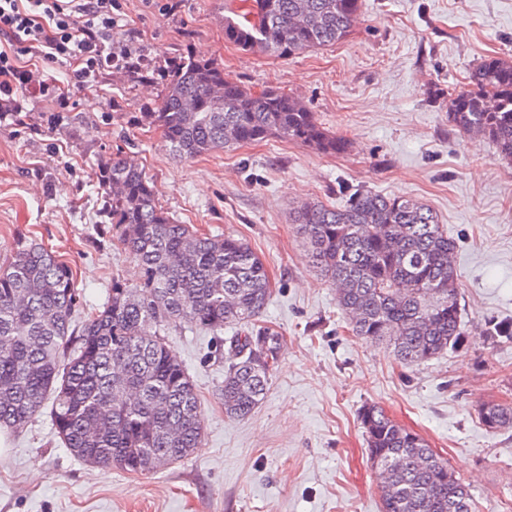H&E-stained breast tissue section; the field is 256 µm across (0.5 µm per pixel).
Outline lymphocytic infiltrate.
<instances>
[{
	"instance_id": "f902f5d3",
	"label": "lymphocytic infiltrate",
	"mask_w": 512,
	"mask_h": 512,
	"mask_svg": "<svg viewBox=\"0 0 512 512\" xmlns=\"http://www.w3.org/2000/svg\"><path fill=\"white\" fill-rule=\"evenodd\" d=\"M122 10L121 0H0V119L10 115L18 86L32 79L23 56L69 65L78 83L133 66L131 48L109 44Z\"/></svg>"
}]
</instances>
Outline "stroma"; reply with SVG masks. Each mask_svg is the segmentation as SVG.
<instances>
[{"label":"stroma","instance_id":"1","mask_svg":"<svg viewBox=\"0 0 512 512\" xmlns=\"http://www.w3.org/2000/svg\"><path fill=\"white\" fill-rule=\"evenodd\" d=\"M171 12L122 0L115 48L135 47L134 69L83 85L66 68L26 58L57 82L66 112L29 89L0 122V263L37 243L73 270L84 311L137 268L102 223L98 162L122 153L151 177L179 223L230 233L265 262L272 293L252 326L165 331L193 380L205 418L199 448L148 474L102 470L74 458L48 410L7 433L0 512H381L358 413L383 407L447 459L477 512H512V428L491 431L481 405L512 403V342L485 340L488 322L512 319V163L490 139L448 121V99L485 57L512 58V0H361L350 35L286 58L224 40L241 0H172ZM213 60L252 91L273 86L301 99L348 152L323 154L280 138L191 160L175 158L155 111L171 67ZM417 198L457 243L465 346L420 365L399 363L384 341L354 336L336 289L290 222L302 203L339 206L343 187ZM283 338L268 390L248 417L221 400L231 341L248 328Z\"/></svg>","mask_w":512,"mask_h":512}]
</instances>
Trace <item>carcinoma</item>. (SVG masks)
I'll list each match as a JSON object with an SVG mask.
<instances>
[{
  "mask_svg": "<svg viewBox=\"0 0 512 512\" xmlns=\"http://www.w3.org/2000/svg\"><path fill=\"white\" fill-rule=\"evenodd\" d=\"M360 0H250L224 38L242 51L289 57L344 40ZM179 159L277 137L327 154L348 141L330 134L291 95L241 85L213 61L189 57L168 72L156 111L146 113ZM448 119L491 139L512 161V61L489 56L451 94ZM103 216L119 231L138 278L112 281L106 300L72 329L81 292L72 269L37 243L0 265V429L29 421L46 402L56 436L101 468L146 474L186 459L204 434L189 374L162 332L175 322L222 330L258 317L271 283L262 259L231 235L180 224L153 181L126 157L98 165ZM291 223L336 287L352 332L384 340L405 364L428 361L467 341L454 239L426 204L368 190L345 204L310 202ZM484 335L512 341V321ZM282 337L268 330L236 339L224 371V411L246 417L263 399ZM369 459L381 480L383 512H476L469 488L417 432L366 404L359 413ZM484 426L512 427V404L479 410Z\"/></svg>",
  "mask_w": 512,
  "mask_h": 512,
  "instance_id": "cac0c4a2",
  "label": "carcinoma"
}]
</instances>
